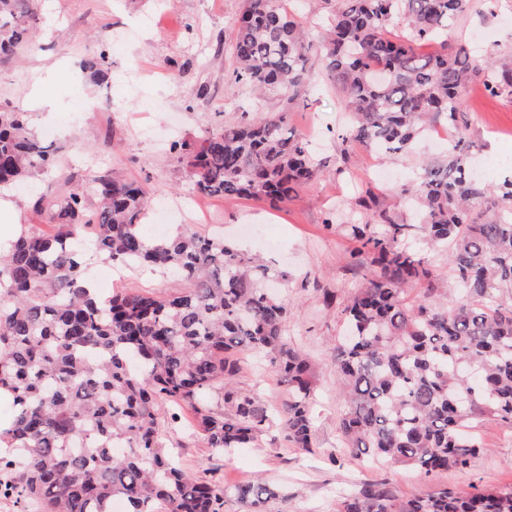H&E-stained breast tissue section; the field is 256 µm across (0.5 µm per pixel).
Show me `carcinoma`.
<instances>
[{
	"mask_svg": "<svg viewBox=\"0 0 512 512\" xmlns=\"http://www.w3.org/2000/svg\"><path fill=\"white\" fill-rule=\"evenodd\" d=\"M35 2L0 0V59L26 43ZM474 2L335 0L314 42L282 0H243L226 89L281 94L286 107L262 119L244 112L233 125L206 128L195 145H173L198 193L276 204L321 166L310 142L288 128L318 65L344 95L346 146L406 155L432 122L446 120L448 154L422 164L399 191L419 223L379 208L370 191L358 200L353 258L370 274L343 304L349 334L333 356L348 447L426 476L469 465L482 450L472 433L481 417L512 427V303H504L512 298V166L492 184L472 176L475 145L461 120L465 92L478 81L512 99V53L477 63L466 45L448 42ZM424 45L435 50L421 54ZM85 68L105 79V53ZM54 166L27 113L0 104V188ZM148 197L135 179L95 176L52 202L53 233L24 229L0 255V390L12 407L10 427L0 430V496L40 512H112L117 499L124 512H224L227 490L183 471L163 427L188 408L221 455L263 436L267 408L234 387L244 350L263 354L288 386L279 421L286 444L315 451V364L285 334L288 302L268 290L271 268L222 237L182 230L148 238ZM433 251L447 256L451 297ZM94 258L177 275L186 288L98 300L84 287ZM409 283L422 287L421 299H407ZM235 498L242 512H270L281 495L258 481L237 486ZM340 512H512V488L402 498L367 483Z\"/></svg>",
	"mask_w": 512,
	"mask_h": 512,
	"instance_id": "1",
	"label": "carcinoma"
}]
</instances>
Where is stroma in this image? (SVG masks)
<instances>
[{"label": "stroma", "instance_id": "stroma-1", "mask_svg": "<svg viewBox=\"0 0 512 512\" xmlns=\"http://www.w3.org/2000/svg\"><path fill=\"white\" fill-rule=\"evenodd\" d=\"M241 7L242 0H39L35 38L16 59L0 63V103L28 112L34 132L58 150L52 176H33L19 185L21 223L51 232L48 201L85 184L92 173L109 171L151 188L144 227L148 237H168L184 224L202 234L224 235L242 252L263 253L287 271V281L274 285L291 304L286 331L319 364L313 403L317 449L309 454L265 436L251 447L218 456L201 436L166 431V446L175 448L192 475L229 489L258 479L274 485L282 497L271 503L272 512H337L343 495L365 480L386 483L402 497L439 488L512 487V428L491 416L476 427L483 452L465 469L430 477L404 467L359 468L338 434L345 402L336 386L332 349L343 321L340 306L326 307L323 293L347 295L363 283L366 270L353 265L356 243L336 227L348 223L353 203L368 188L380 207L410 218L409 201L393 191L411 183L425 158L440 156L430 139L387 162L393 175L389 184L374 174V150L357 149L353 163L344 164L335 135L344 113L342 94L318 73L307 107L288 114L289 127L311 141L322 162L317 179L293 200L277 205L212 197L205 201L204 214L192 212L193 184L171 141L195 142L208 125L233 124L244 112L261 118L283 105L275 94L260 98L245 87L231 95L225 91L231 22ZM477 31L483 44L473 46L475 58H483L490 47L512 48V26L473 13L456 23L451 36L471 44ZM100 52L110 71L103 83L81 66ZM37 87L49 99L40 110L30 103ZM466 118L484 179L497 180L501 171L491 168V161L512 159V143L500 138L501 128L512 127V100L471 91ZM169 202L181 203L182 213L167 212ZM247 224L266 226L274 246L260 249L244 234ZM88 273L106 297L119 289L173 295L183 288L176 277L133 269L120 274L104 260L93 263ZM234 385L273 411L288 400L287 386L254 354L243 355Z\"/></svg>", "mask_w": 512, "mask_h": 512}]
</instances>
